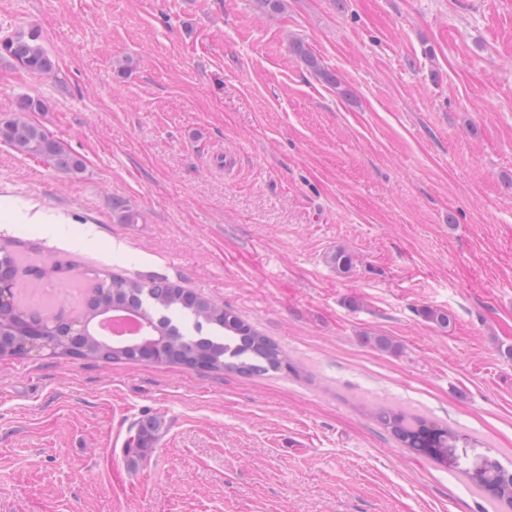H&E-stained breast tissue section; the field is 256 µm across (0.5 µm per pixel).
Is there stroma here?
Wrapping results in <instances>:
<instances>
[{
	"mask_svg": "<svg viewBox=\"0 0 512 512\" xmlns=\"http://www.w3.org/2000/svg\"><path fill=\"white\" fill-rule=\"evenodd\" d=\"M19 28L56 67L0 56V117L42 99L85 169L0 142V203L45 218L0 245L166 276L295 370L0 358V512H490L471 473L512 470V0H0V37ZM380 406L454 431L447 458ZM374 416L404 448H410L417 455L433 460L447 456L448 448H453L456 440L452 431L438 427L421 415L379 408ZM134 434H130L127 442V457L132 463L145 459L151 450L155 447L158 440L159 424L154 419H144L131 426ZM135 441V447H131L130 439ZM130 448H136L135 452L130 454Z\"/></svg>",
	"mask_w": 512,
	"mask_h": 512,
	"instance_id": "35a3bbf8",
	"label": "stroma"
}]
</instances>
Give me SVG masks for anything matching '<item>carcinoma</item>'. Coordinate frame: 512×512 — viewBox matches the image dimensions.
<instances>
[{"label": "carcinoma", "mask_w": 512, "mask_h": 512, "mask_svg": "<svg viewBox=\"0 0 512 512\" xmlns=\"http://www.w3.org/2000/svg\"><path fill=\"white\" fill-rule=\"evenodd\" d=\"M293 51L308 67L323 74L317 60L300 42L293 43ZM0 53L33 73L46 74L55 69L54 61L42 46L39 32L33 29L19 30L1 38ZM325 78L336 81L328 74ZM0 141L22 153L40 157L70 175H77L84 169L80 158L67 152L40 126L24 117L1 118ZM16 275L14 251L0 249V276L12 281ZM93 276L94 284L84 302L82 320L92 323L121 309L147 321L146 337L123 342L90 331L76 343L73 337L80 326L72 324V320L27 308L12 292L0 293V356L18 355L14 346L37 336L45 343L41 352L55 358L75 354L107 362L174 363L188 369L241 374L293 368L275 341L224 306L189 292L166 277L140 281L105 271H95ZM374 416L403 447L433 460L447 456L456 440L452 431L421 415L379 408ZM131 429L134 430L131 438L135 441V452L127 457L136 463L155 447L159 424L154 419H144ZM479 485L500 506L512 509V473L497 462H486Z\"/></svg>", "instance_id": "1"}]
</instances>
